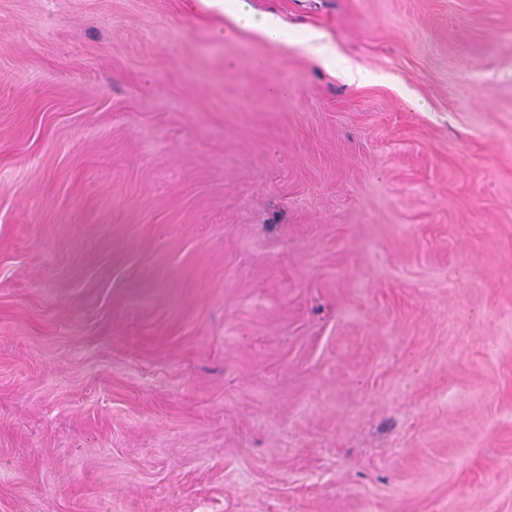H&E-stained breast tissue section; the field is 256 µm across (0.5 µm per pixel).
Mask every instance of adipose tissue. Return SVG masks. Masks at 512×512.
Returning a JSON list of instances; mask_svg holds the SVG:
<instances>
[{
	"mask_svg": "<svg viewBox=\"0 0 512 512\" xmlns=\"http://www.w3.org/2000/svg\"><path fill=\"white\" fill-rule=\"evenodd\" d=\"M204 2L210 7L228 13L237 27L260 33L281 50L305 51L319 66L331 72L340 71L349 81L388 86L396 90L405 102L411 104L415 101L407 77L389 70L360 71L349 60L341 57L332 43L320 42L311 36H291L278 22L250 9L246 0H204Z\"/></svg>",
	"mask_w": 512,
	"mask_h": 512,
	"instance_id": "1",
	"label": "adipose tissue"
}]
</instances>
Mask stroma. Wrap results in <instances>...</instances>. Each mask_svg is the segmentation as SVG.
I'll return each mask as SVG.
<instances>
[{
	"instance_id": "obj_1",
	"label": "stroma",
	"mask_w": 512,
	"mask_h": 512,
	"mask_svg": "<svg viewBox=\"0 0 512 512\" xmlns=\"http://www.w3.org/2000/svg\"><path fill=\"white\" fill-rule=\"evenodd\" d=\"M250 2L0 0V512H512V0ZM203 2L218 9L221 13L225 11L231 16L237 27L260 33L286 53H288V50H303L319 66L334 73H336L337 68L351 82L362 81L392 87L405 102L411 105L418 104L411 93L409 79L401 74L389 70L361 72L349 60L341 57L332 43L317 41L312 36H291L285 32L278 22L258 15L250 9L244 0H203Z\"/></svg>"
}]
</instances>
